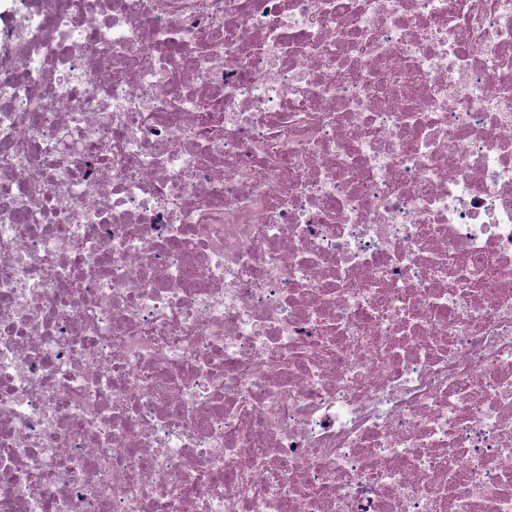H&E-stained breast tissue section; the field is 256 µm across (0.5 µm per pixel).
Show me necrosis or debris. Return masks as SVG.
Listing matches in <instances>:
<instances>
[{
	"label": "necrosis or debris",
	"mask_w": 512,
	"mask_h": 512,
	"mask_svg": "<svg viewBox=\"0 0 512 512\" xmlns=\"http://www.w3.org/2000/svg\"><path fill=\"white\" fill-rule=\"evenodd\" d=\"M5 25L0 512H512V0Z\"/></svg>",
	"instance_id": "4bbe7bcc"
}]
</instances>
